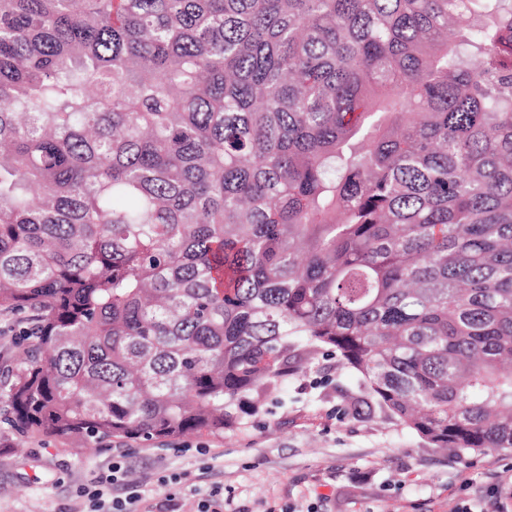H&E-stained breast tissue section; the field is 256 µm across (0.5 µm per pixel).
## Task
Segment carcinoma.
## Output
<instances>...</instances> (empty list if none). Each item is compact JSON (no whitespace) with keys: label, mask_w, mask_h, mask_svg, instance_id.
<instances>
[{"label":"carcinoma","mask_w":512,"mask_h":512,"mask_svg":"<svg viewBox=\"0 0 512 512\" xmlns=\"http://www.w3.org/2000/svg\"><path fill=\"white\" fill-rule=\"evenodd\" d=\"M0 423L224 434L319 358L512 449V0H0Z\"/></svg>","instance_id":"cac0c4a2"}]
</instances>
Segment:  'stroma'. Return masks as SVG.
Listing matches in <instances>:
<instances>
[{
	"instance_id": "obj_1",
	"label": "stroma",
	"mask_w": 512,
	"mask_h": 512,
	"mask_svg": "<svg viewBox=\"0 0 512 512\" xmlns=\"http://www.w3.org/2000/svg\"><path fill=\"white\" fill-rule=\"evenodd\" d=\"M349 371L315 361L263 411L223 435L115 438L74 454L53 436L0 434V512H92L95 478L118 465L145 489L137 512H512L495 485L512 482V450L461 458L427 447L382 415L342 414L358 396Z\"/></svg>"
}]
</instances>
